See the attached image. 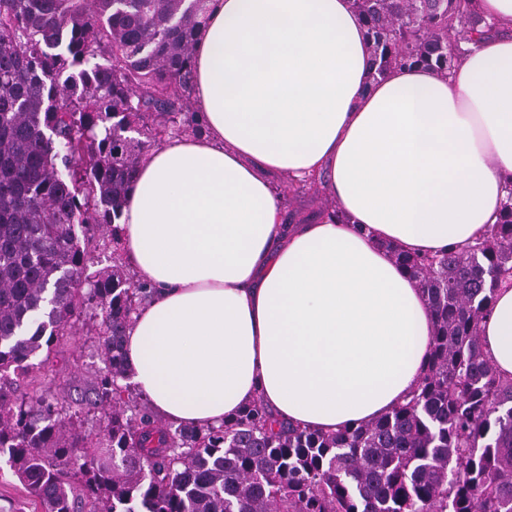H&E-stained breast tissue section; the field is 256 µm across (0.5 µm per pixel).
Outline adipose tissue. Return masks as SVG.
Returning a JSON list of instances; mask_svg holds the SVG:
<instances>
[{
  "mask_svg": "<svg viewBox=\"0 0 512 512\" xmlns=\"http://www.w3.org/2000/svg\"><path fill=\"white\" fill-rule=\"evenodd\" d=\"M447 77L374 82L351 0H209L196 35L204 135L141 162L124 257L151 292L127 332L137 392L174 424L220 425L253 398L325 432L413 396L432 332L391 256L476 243L512 181V0ZM322 175L345 217L281 221L266 175ZM512 375V288L481 324Z\"/></svg>",
  "mask_w": 512,
  "mask_h": 512,
  "instance_id": "ef3b65f1",
  "label": "adipose tissue"
}]
</instances>
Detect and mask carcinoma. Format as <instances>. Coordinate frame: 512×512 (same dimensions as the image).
Wrapping results in <instances>:
<instances>
[{
  "label": "carcinoma",
  "mask_w": 512,
  "mask_h": 512,
  "mask_svg": "<svg viewBox=\"0 0 512 512\" xmlns=\"http://www.w3.org/2000/svg\"><path fill=\"white\" fill-rule=\"evenodd\" d=\"M475 0H352L371 78L448 76L494 23ZM208 0H0V457L41 512H512V377L480 339L512 286V187L476 245L390 248L427 297V361L413 397L371 423L323 432L258 400L218 427L169 425L127 383L126 332L147 286L122 265L86 282L115 237L141 157L201 126L191 102ZM104 367L80 411L21 391L88 312Z\"/></svg>",
  "instance_id": "cac0c4a2"
}]
</instances>
